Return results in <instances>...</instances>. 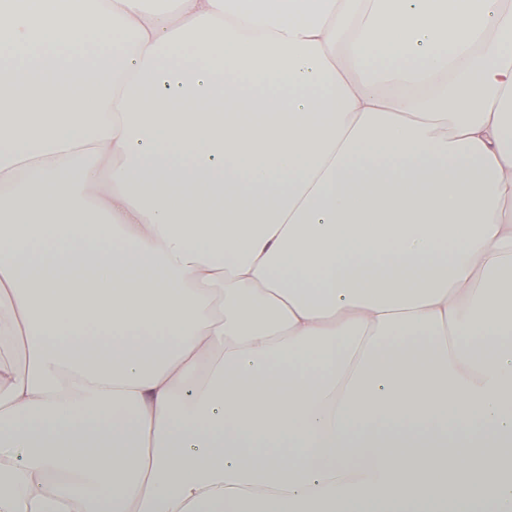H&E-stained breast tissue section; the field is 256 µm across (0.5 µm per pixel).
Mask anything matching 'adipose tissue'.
I'll return each mask as SVG.
<instances>
[{
	"mask_svg": "<svg viewBox=\"0 0 512 512\" xmlns=\"http://www.w3.org/2000/svg\"><path fill=\"white\" fill-rule=\"evenodd\" d=\"M151 2L0 0V512H512V8Z\"/></svg>",
	"mask_w": 512,
	"mask_h": 512,
	"instance_id": "ef3b65f1",
	"label": "adipose tissue"
}]
</instances>
